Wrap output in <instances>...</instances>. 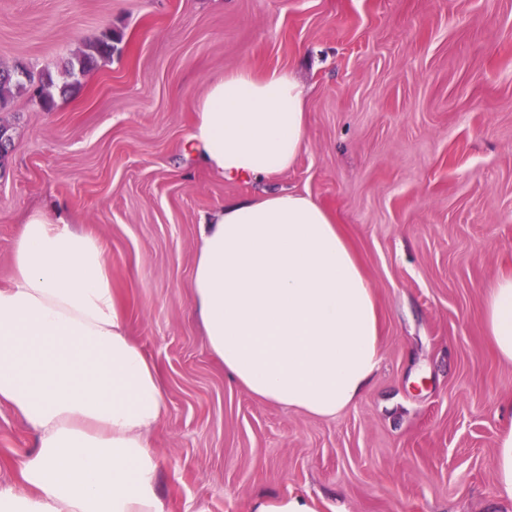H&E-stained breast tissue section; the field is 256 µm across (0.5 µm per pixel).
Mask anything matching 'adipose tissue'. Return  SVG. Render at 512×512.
I'll list each match as a JSON object with an SVG mask.
<instances>
[{
	"instance_id": "1",
	"label": "adipose tissue",
	"mask_w": 512,
	"mask_h": 512,
	"mask_svg": "<svg viewBox=\"0 0 512 512\" xmlns=\"http://www.w3.org/2000/svg\"><path fill=\"white\" fill-rule=\"evenodd\" d=\"M304 92L285 69L213 78L195 105L196 157L267 182L305 143ZM0 289V404L35 433L0 486V512H165L150 435L168 413L158 370L128 334L100 239L30 213ZM193 317L209 351L254 396L331 418L381 367L373 290L329 212L297 191L226 202L200 224ZM485 326L512 364V272L489 289Z\"/></svg>"
}]
</instances>
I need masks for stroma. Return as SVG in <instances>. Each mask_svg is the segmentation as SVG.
<instances>
[{
	"instance_id": "obj_1",
	"label": "stroma",
	"mask_w": 512,
	"mask_h": 512,
	"mask_svg": "<svg viewBox=\"0 0 512 512\" xmlns=\"http://www.w3.org/2000/svg\"><path fill=\"white\" fill-rule=\"evenodd\" d=\"M123 36L77 91L68 61ZM54 78L52 111L0 109V287L28 213L65 209L105 245L129 335L169 412L152 436L166 512H512L492 462L512 364L485 332L512 270V0H0V66ZM293 70L305 147L270 181L340 224L381 318L382 368L332 419L234 383L189 313L202 216L255 194L195 162V102L224 71ZM0 406V485L34 447ZM248 512H317L308 495L260 497L252 501Z\"/></svg>"
}]
</instances>
